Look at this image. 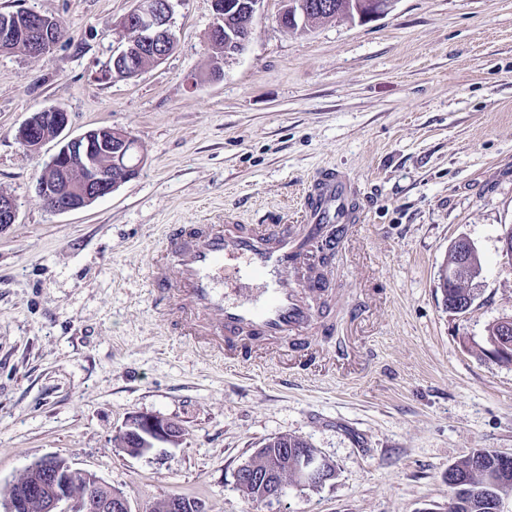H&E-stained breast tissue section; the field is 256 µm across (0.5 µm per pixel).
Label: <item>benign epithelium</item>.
Masks as SVG:
<instances>
[{
	"label": "benign epithelium",
	"mask_w": 512,
	"mask_h": 512,
	"mask_svg": "<svg viewBox=\"0 0 512 512\" xmlns=\"http://www.w3.org/2000/svg\"><path fill=\"white\" fill-rule=\"evenodd\" d=\"M393 0H349L348 18L370 20L385 13ZM263 0H213L214 23L210 33L224 34V55L242 53L253 34L254 22L261 15ZM314 5L310 0H286L282 16L288 29L302 30ZM174 0H137L135 8L124 14L119 27L129 33L125 42L113 50L101 78H134L143 70L142 61L152 57L158 64L174 49L175 31L171 28ZM12 13L0 14V49L16 43L21 26ZM27 27L28 53L45 56L53 48L51 39L55 20L38 11L23 14ZM70 122L68 113L49 108L32 114L17 130L16 139L25 147L42 145L58 138ZM137 150L135 139L123 130L90 129L59 147L38 178L37 193L51 212L68 213L84 209L111 194L121 184L136 178L142 161L129 162ZM17 218L14 198L0 195V225L13 224ZM477 247L465 240L455 267L448 278L469 274ZM179 427L151 416H133L120 435L123 449L143 455L159 443L179 437ZM330 462L315 448H282L264 459L261 469L246 463L237 472L240 487L252 486L258 500L269 502L281 496L283 475L291 472L294 481L317 489L329 481ZM4 497L3 512H131L128 498L94 474L74 467L60 456L45 457L23 471ZM164 512H207L203 502L169 496L162 502Z\"/></svg>",
	"instance_id": "obj_1"
}]
</instances>
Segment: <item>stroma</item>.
I'll return each instance as SVG.
<instances>
[{"label":"stroma","mask_w":512,"mask_h":512,"mask_svg":"<svg viewBox=\"0 0 512 512\" xmlns=\"http://www.w3.org/2000/svg\"><path fill=\"white\" fill-rule=\"evenodd\" d=\"M136 0H0L63 35L43 57L0 52V492L57 455L153 512L170 495L211 512H448V469L475 449L512 454V366L479 353L512 316V0H395L378 18L283 28L265 0L243 53L214 60L211 0H179L176 48L104 80L117 19ZM68 112L61 139L17 129ZM129 132L137 178L76 212L48 211L36 181L61 140ZM325 166L358 182L363 221L332 283L337 334L297 371L288 347L232 364L155 308L147 270L169 224H297ZM477 246V298L448 312L439 274L457 238ZM360 313L348 319L345 305ZM134 415L176 424L145 455L119 436ZM305 439L335 467L318 489L252 500L236 473L270 438ZM67 112L49 108L32 114L17 130L16 139L25 147L33 148L58 138L67 128ZM37 143V146L31 144Z\"/></svg>","instance_id":"obj_1"}]
</instances>
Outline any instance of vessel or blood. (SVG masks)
Here are the masks:
<instances>
[{
	"label": "vessel or blood",
	"instance_id": "1",
	"mask_svg": "<svg viewBox=\"0 0 512 512\" xmlns=\"http://www.w3.org/2000/svg\"><path fill=\"white\" fill-rule=\"evenodd\" d=\"M300 224H171L148 271L156 305H175L179 333L219 355L246 360L288 345L306 357L314 341L336 335L334 257L360 220L354 179L319 170L302 199ZM233 269H226V261ZM332 353L348 356L345 343Z\"/></svg>",
	"mask_w": 512,
	"mask_h": 512
}]
</instances>
